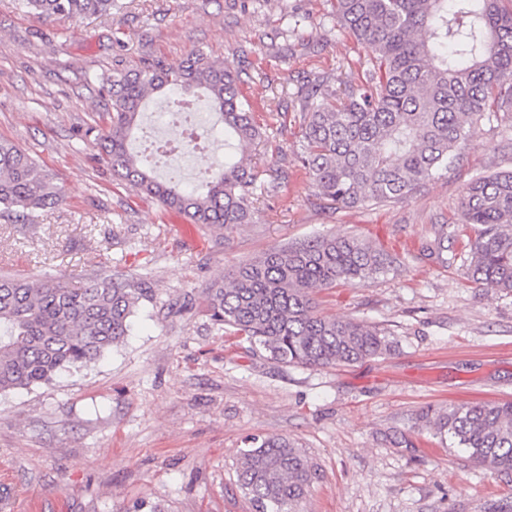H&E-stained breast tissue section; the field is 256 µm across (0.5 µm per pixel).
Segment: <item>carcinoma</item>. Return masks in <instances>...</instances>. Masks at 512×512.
Instances as JSON below:
<instances>
[{"mask_svg":"<svg viewBox=\"0 0 512 512\" xmlns=\"http://www.w3.org/2000/svg\"><path fill=\"white\" fill-rule=\"evenodd\" d=\"M46 18L79 21L110 14L113 0H18ZM341 26L372 64L346 100L301 88V168L317 190L345 209L406 199L448 168L472 141L474 120L495 110L512 118V12L501 0H335ZM112 110L100 137L103 161L134 188L196 224L252 223L255 174L247 162L262 138L239 91L238 74L198 52L177 68L156 60L115 67ZM201 94L232 152L191 192L144 169L134 130L143 107L164 89ZM64 188L29 154L0 139V206L56 207ZM462 241L472 282L512 294V171L474 180L461 201ZM448 233L421 246L443 260ZM389 255L355 235H324L247 262L206 288L212 319L270 359L302 367L353 365L391 351L392 341L363 320L319 313L315 292L360 285L386 272ZM143 289L112 278L75 286L0 275V393L48 383L98 361L122 342ZM419 421L477 466L512 474V401L448 407ZM317 472L288 437H254L238 480L254 512H298Z\"/></svg>","mask_w":512,"mask_h":512,"instance_id":"carcinoma-1","label":"carcinoma"}]
</instances>
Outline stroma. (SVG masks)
<instances>
[{
	"label": "stroma",
	"instance_id": "stroma-1",
	"mask_svg": "<svg viewBox=\"0 0 512 512\" xmlns=\"http://www.w3.org/2000/svg\"><path fill=\"white\" fill-rule=\"evenodd\" d=\"M204 52L236 71L266 133L251 153L253 223L196 224L115 180L99 162L115 63L178 67ZM369 65L333 0H117L111 15L46 19L0 0V139L65 188L21 222L0 212V274L144 288L131 330L96 363L0 394V501L10 512H254L239 487L249 437L295 442L318 478L301 512H488L512 475L477 467L417 416L512 400V295L466 276L421 243L454 229L475 178L512 169V121L484 114L477 135L409 198L343 210L298 166L299 88L361 83ZM288 121H281V113ZM380 245L393 268L315 296L320 312L378 325L387 355L306 368L252 351L215 322L204 290L240 265L316 236ZM391 430L410 449L385 446Z\"/></svg>",
	"mask_w": 512,
	"mask_h": 512
}]
</instances>
